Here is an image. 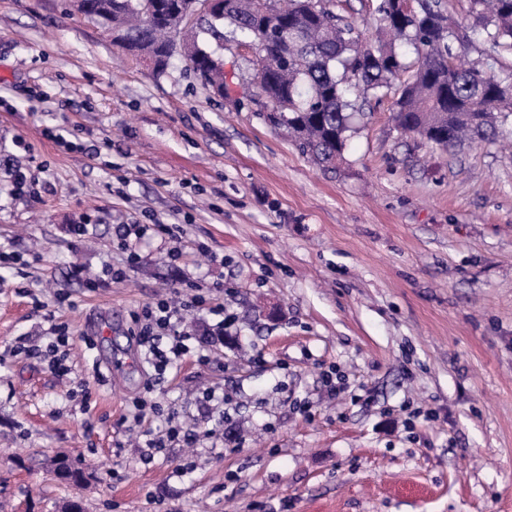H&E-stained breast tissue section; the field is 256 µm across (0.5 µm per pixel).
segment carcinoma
Segmentation results:
<instances>
[{
	"instance_id": "carcinoma-1",
	"label": "carcinoma",
	"mask_w": 512,
	"mask_h": 512,
	"mask_svg": "<svg viewBox=\"0 0 512 512\" xmlns=\"http://www.w3.org/2000/svg\"><path fill=\"white\" fill-rule=\"evenodd\" d=\"M88 20L104 17L123 31L137 54L154 62L163 75L179 41L193 72L224 96L229 88L217 79L223 67L212 60L213 44L224 29L252 40L265 24L280 31L262 48L263 65L250 102L262 116L290 134L302 154L325 170L336 169L346 143L363 116L359 102L387 96L400 82L395 122L406 135L448 150L464 144L493 143L512 117V71L499 75L479 45L512 53V0H469L461 14L443 0H417V8H393L379 0L381 34L367 41L354 22L334 13L332 0H224L217 18L185 21L191 0H158L159 17L147 18L140 0H89ZM413 48L409 62L396 46ZM480 58L466 60L471 52ZM407 79H402L404 74ZM54 472L77 482L83 470L62 456Z\"/></svg>"
}]
</instances>
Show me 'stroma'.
I'll return each instance as SVG.
<instances>
[{"mask_svg": "<svg viewBox=\"0 0 512 512\" xmlns=\"http://www.w3.org/2000/svg\"><path fill=\"white\" fill-rule=\"evenodd\" d=\"M221 56L226 98L181 58L154 76L70 0H0V250L21 258L0 267V512H512V153L401 134L394 90L323 170L244 100L248 40ZM135 222L181 225V259L151 233L128 266ZM217 282L223 345L152 392L197 441L144 458L133 315ZM61 323L66 381L12 350ZM62 454L87 483L53 478Z\"/></svg>", "mask_w": 512, "mask_h": 512, "instance_id": "obj_1", "label": "stroma"}]
</instances>
